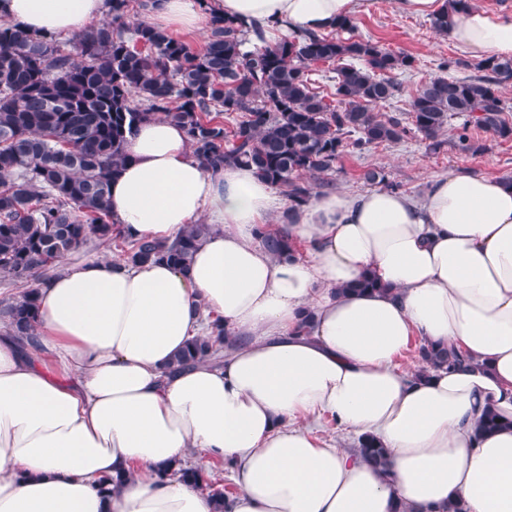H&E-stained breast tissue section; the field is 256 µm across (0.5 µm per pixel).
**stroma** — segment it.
Segmentation results:
<instances>
[{
    "mask_svg": "<svg viewBox=\"0 0 512 512\" xmlns=\"http://www.w3.org/2000/svg\"><path fill=\"white\" fill-rule=\"evenodd\" d=\"M354 24L356 36L373 38L394 52L409 53L417 59L413 69L398 73L400 91L391 101L378 105L377 111L382 115L406 112L412 93L424 81L439 75L441 61L463 56L448 37L433 31L429 18L398 14L390 0H369L367 9L355 17ZM462 123L459 117L450 120L443 133L445 144L436 153L429 152L425 141L419 138L373 145L361 152L346 151L330 175L334 191L369 190L363 174L371 168L382 169L402 192L417 198L432 181L461 168L487 177L511 178L512 140L505 142L477 129L473 135L485 144V151L474 156L462 154L452 146Z\"/></svg>",
    "mask_w": 512,
    "mask_h": 512,
    "instance_id": "1",
    "label": "stroma"
}]
</instances>
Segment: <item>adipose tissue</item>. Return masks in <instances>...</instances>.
<instances>
[{"label":"adipose tissue","mask_w":512,"mask_h":512,"mask_svg":"<svg viewBox=\"0 0 512 512\" xmlns=\"http://www.w3.org/2000/svg\"><path fill=\"white\" fill-rule=\"evenodd\" d=\"M365 0H158L150 24L205 32L210 13L321 32ZM107 0H0V21L75 37ZM469 57L512 58V16L452 15ZM109 208L137 238L213 224L187 270L88 259L40 281L36 344L0 329V512H217L185 481L189 450L232 465L226 512H512V180L466 170L421 198L383 188L316 197L285 225L305 245L280 261L253 230L273 188L252 169L205 172L181 126L138 123ZM369 275L378 291L351 286ZM237 346L169 371L200 335V307ZM314 314L297 332L302 309ZM454 347L468 369L399 368L412 338ZM502 424L477 433L487 412ZM368 435L378 467L311 419ZM124 476L111 492L103 479Z\"/></svg>","instance_id":"adipose-tissue-1"}]
</instances>
